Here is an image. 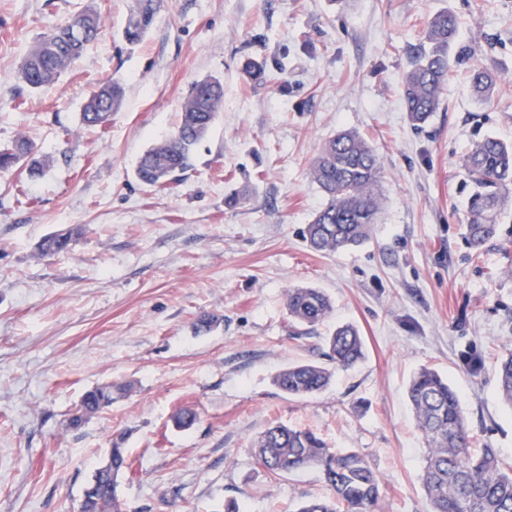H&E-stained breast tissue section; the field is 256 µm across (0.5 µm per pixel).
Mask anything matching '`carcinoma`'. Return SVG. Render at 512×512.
I'll return each instance as SVG.
<instances>
[{
  "label": "carcinoma",
  "instance_id": "obj_1",
  "mask_svg": "<svg viewBox=\"0 0 512 512\" xmlns=\"http://www.w3.org/2000/svg\"><path fill=\"white\" fill-rule=\"evenodd\" d=\"M163 0H133L123 30L124 40L141 42L153 28ZM102 31L98 10L86 6L44 33L29 49L18 71V80L32 91L53 86L66 69L81 57ZM458 23L448 11L427 22L426 43L414 50L411 68L405 73L402 96L409 119L425 124L440 107V94L448 81V48L454 43ZM471 83L481 96L490 95L494 77L472 65ZM124 89L110 82L94 91L81 112V123L104 127L123 101ZM224 103V85L218 79L194 83L181 105L177 131L148 149L136 166V178L144 185L163 189L192 166L194 150L209 133ZM27 167L30 175L43 169L33 144L21 137L0 149V171ZM474 185L469 199L467 224L470 245L478 250L497 231L498 214L512 197V144L493 137L476 142L463 158ZM310 176L326 196V203L307 225L304 240L314 252L327 253L359 244L372 235L377 223V189L383 172L374 149L355 131L345 129L325 141L310 167ZM83 226L44 237L39 253L65 255ZM285 305L293 326L314 327L332 310L328 296L318 288L297 286L286 290ZM328 364H290L273 377V384L293 398H306L330 384L334 373L347 370L364 357V343L352 325L336 328L328 339ZM498 390L512 407V350L499 358ZM125 387L103 385L91 389L70 414L67 425L81 428L94 414L112 405ZM408 397L417 427L427 445L421 485L430 512H512V465L503 462L496 448L475 447L457 391L437 371L422 367L413 376ZM123 437L112 438L107 460L91 479L98 485L94 512H122L119 478L129 468ZM256 456L274 476L308 468L319 470L332 496L304 502L299 512H376L379 499L377 476L354 449H335L307 430L284 424L267 427L258 437Z\"/></svg>",
  "mask_w": 512,
  "mask_h": 512
}]
</instances>
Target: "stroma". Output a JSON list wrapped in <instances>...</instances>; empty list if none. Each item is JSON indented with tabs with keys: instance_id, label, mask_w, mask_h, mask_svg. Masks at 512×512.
<instances>
[{
	"instance_id": "35a3bbf8",
	"label": "stroma",
	"mask_w": 512,
	"mask_h": 512,
	"mask_svg": "<svg viewBox=\"0 0 512 512\" xmlns=\"http://www.w3.org/2000/svg\"><path fill=\"white\" fill-rule=\"evenodd\" d=\"M132 0H0V146L26 137L50 164L0 173V512H72L114 435L130 467L125 512H296L329 496L320 473L272 477L254 442L273 422L359 451L379 479L378 512H428L424 440L407 396L427 366L457 390L479 445L512 463V409L496 366L512 348V204L480 252L466 242L473 186L462 159L485 137L512 142V0H164L128 46ZM100 39L40 92L16 77L26 52L85 5ZM459 37L441 105L420 129L402 79L429 17ZM265 77L246 80V60ZM496 77L471 91L472 61ZM224 82V107L193 166L163 190L134 177L170 136L190 86ZM120 82L107 129L80 122L87 97ZM363 134L385 173L371 238L311 251L303 231L325 199L309 175L322 143ZM249 186L230 209L225 197ZM82 224L63 256L39 241ZM331 298L328 320L292 327L286 289ZM204 316L218 317L197 332ZM354 324L365 357L323 392L281 393L273 375L322 361L325 338ZM127 385L110 408L68 428L82 395ZM194 411L193 426L172 417Z\"/></svg>"
}]
</instances>
